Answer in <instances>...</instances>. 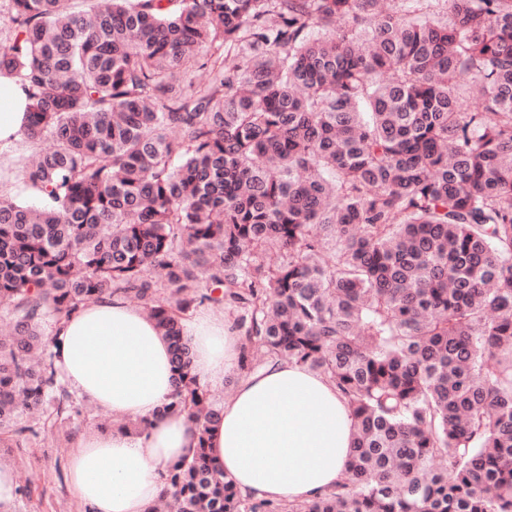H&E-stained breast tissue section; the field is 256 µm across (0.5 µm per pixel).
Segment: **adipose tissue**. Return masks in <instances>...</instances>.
I'll return each mask as SVG.
<instances>
[{
  "label": "adipose tissue",
  "instance_id": "adipose-tissue-1",
  "mask_svg": "<svg viewBox=\"0 0 512 512\" xmlns=\"http://www.w3.org/2000/svg\"><path fill=\"white\" fill-rule=\"evenodd\" d=\"M24 98L0 78V140L19 138ZM201 387L223 386L240 362L239 334L203 310L183 323ZM58 375L90 403L143 427L81 439L70 458L73 494L89 512H147L169 466L197 445L185 415L158 416L174 390L170 352L155 322L118 300L79 309L54 333ZM354 435L349 407L324 376L285 362L241 376L209 446L237 492L254 500L310 501L335 487Z\"/></svg>",
  "mask_w": 512,
  "mask_h": 512
}]
</instances>
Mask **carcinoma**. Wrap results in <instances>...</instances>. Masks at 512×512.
<instances>
[{
  "label": "carcinoma",
  "mask_w": 512,
  "mask_h": 512,
  "mask_svg": "<svg viewBox=\"0 0 512 512\" xmlns=\"http://www.w3.org/2000/svg\"><path fill=\"white\" fill-rule=\"evenodd\" d=\"M443 3L445 10L432 9ZM0 77L45 148L0 168V447L56 400L47 321L133 303L198 447L178 512H512V0H8ZM391 78L386 79L384 75ZM476 97L473 112L460 97ZM237 311L240 370L323 375L348 480L238 495L182 320Z\"/></svg>",
  "instance_id": "obj_1"
}]
</instances>
